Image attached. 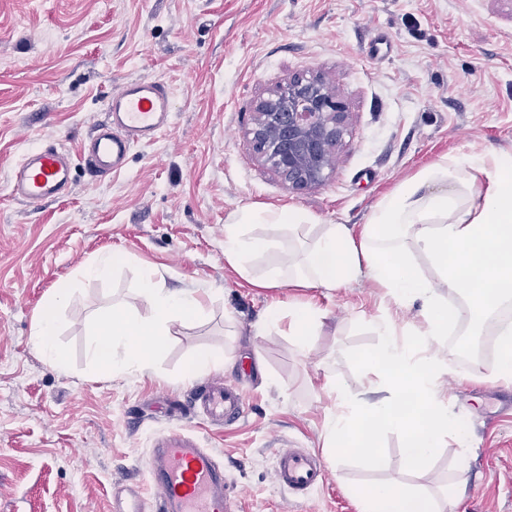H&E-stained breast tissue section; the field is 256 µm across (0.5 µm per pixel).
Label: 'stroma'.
Listing matches in <instances>:
<instances>
[{
	"label": "stroma",
	"instance_id": "35a3bbf8",
	"mask_svg": "<svg viewBox=\"0 0 512 512\" xmlns=\"http://www.w3.org/2000/svg\"><path fill=\"white\" fill-rule=\"evenodd\" d=\"M378 36L390 49L373 57ZM295 75L322 76L350 110L333 171L303 190L259 159L248 135L256 103ZM137 76L171 90L172 123L135 145L124 171L93 179L82 145L105 120L106 98ZM49 142L77 158L69 193L38 207L15 201L11 166ZM487 150L512 152V0H0V512H112L118 483L150 496V449L186 426L239 490L237 512H362L365 482L437 495L459 479L467 492L457 512H512V417L496 414L512 385L489 382L493 361L463 363L439 346L466 445L446 438L411 473L389 432L379 468L333 461L325 418L337 392L364 397L358 358L379 341L376 320L403 332L418 306L400 309L363 277L332 292L259 288L253 278L278 252L255 257L249 280L224 258V225L238 209L293 207L357 236L422 168ZM113 253L122 261L107 276H83ZM144 265L166 287L198 291L205 315L174 324L149 371L110 379L87 357L91 324L115 308L147 314ZM65 286L57 367L30 341L35 317ZM295 304L324 314L304 352L287 323L256 330ZM202 349L226 360L207 380L244 396L237 423L206 422L192 401L185 369ZM284 447L316 456L324 484L304 497L281 487Z\"/></svg>",
	"mask_w": 512,
	"mask_h": 512
}]
</instances>
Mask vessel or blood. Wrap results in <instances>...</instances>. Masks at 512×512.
Masks as SVG:
<instances>
[{
	"label": "vessel or blood",
	"instance_id": "vessel-or-blood-1",
	"mask_svg": "<svg viewBox=\"0 0 512 512\" xmlns=\"http://www.w3.org/2000/svg\"><path fill=\"white\" fill-rule=\"evenodd\" d=\"M106 120L95 125L85 156L93 177L123 170L133 144L151 142L169 127L173 99L169 89L149 76L128 79L105 101ZM72 158L47 144L26 152L12 168L9 192L15 199L39 205L64 197L72 185ZM197 399L205 415L224 423L243 413L242 394L232 386L201 387ZM153 487L151 500L128 490L114 496L113 512H234L238 497L213 454L190 435L161 439L146 461ZM324 478L320 463L293 448L280 449L275 479L289 491L302 494Z\"/></svg>",
	"mask_w": 512,
	"mask_h": 512
}]
</instances>
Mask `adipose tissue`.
Segmentation results:
<instances>
[{
  "label": "adipose tissue",
  "instance_id": "obj_1",
  "mask_svg": "<svg viewBox=\"0 0 512 512\" xmlns=\"http://www.w3.org/2000/svg\"><path fill=\"white\" fill-rule=\"evenodd\" d=\"M255 224L266 225L269 235L249 234ZM308 227L317 231L313 242L271 270L268 285L285 281L334 290L365 276L386 288L396 302L421 305L422 323L410 338L398 339L387 319L376 322L380 341L358 363L365 376L379 378L384 395L363 402L337 393L339 409L326 423L332 452L339 459L376 465L381 435L395 431L403 441L407 466L423 469L445 438L464 436L440 394L446 366L434 344L459 324L467 336L492 331L497 347L494 376L512 379V323L494 322L501 308L512 307V153L447 157L421 170L375 206L357 240L347 225H322L295 208H241L224 226V257L249 276L255 256ZM416 251L434 262L440 283L419 272L412 260ZM140 285L149 315L113 310L88 345L90 360L102 376L113 378L134 366L152 368L172 325L204 313L194 291L162 287L153 268L141 270ZM447 289L462 294L463 304L450 305L443 295ZM68 296L65 288L54 294L39 313L31 337L34 349L55 365L65 362L54 336L57 311ZM284 316L297 346L307 348L322 312L296 305ZM284 316L270 312L267 322L278 324ZM464 491V483L457 482L438 497L425 498L398 483H369L357 494L363 512H452Z\"/></svg>",
  "mask_w": 512,
  "mask_h": 512
}]
</instances>
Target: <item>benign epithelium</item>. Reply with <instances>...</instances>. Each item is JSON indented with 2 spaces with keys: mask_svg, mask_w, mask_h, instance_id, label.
Instances as JSON below:
<instances>
[{
  "mask_svg": "<svg viewBox=\"0 0 512 512\" xmlns=\"http://www.w3.org/2000/svg\"><path fill=\"white\" fill-rule=\"evenodd\" d=\"M350 124L345 102L318 77L295 76L254 112L255 151L294 189L322 183Z\"/></svg>",
  "mask_w": 512,
  "mask_h": 512,
  "instance_id": "7a95c632",
  "label": "benign epithelium"
}]
</instances>
